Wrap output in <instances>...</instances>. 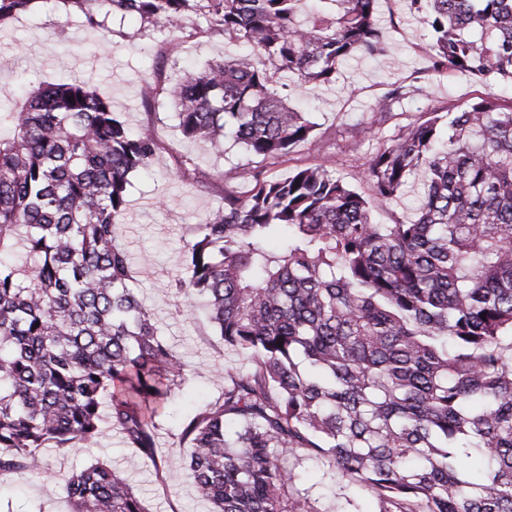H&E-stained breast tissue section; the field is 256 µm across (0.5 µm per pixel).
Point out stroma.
Instances as JSON below:
<instances>
[{
    "instance_id": "35a3bbf8",
    "label": "stroma",
    "mask_w": 512,
    "mask_h": 512,
    "mask_svg": "<svg viewBox=\"0 0 512 512\" xmlns=\"http://www.w3.org/2000/svg\"><path fill=\"white\" fill-rule=\"evenodd\" d=\"M379 28L392 48L386 62L353 60L339 69L331 85L289 90L290 104L301 106L316 123V138L271 165L270 175L284 177L297 166L323 163L362 189L366 186V158L420 113L488 92L512 95V87L506 84L487 85L450 74L435 79L427 96L397 107L394 118L385 125L374 126L375 104L385 85L410 79L427 65L423 31L409 14L407 0H381ZM145 29L134 15L114 24L104 38L81 18L60 12L41 11L21 18L0 31V59L10 60L16 71L12 78L0 76V106L8 112L18 109L31 82L88 78L127 124L150 126L161 142L149 170L131 179L129 205L117 243L129 254L138 295L151 310L160 333L194 371L188 385L175 392L158 419L156 451L167 462V474L159 476L150 462L127 448L121 435L105 424L93 444H80L68 451L42 449L38 471L1 473L0 506L9 512H69L61 490L64 478L98 461L125 471L149 512H209L183 465L187 449L179 441V429L185 417L222 395L224 369L245 371L249 365L225 350L202 308H185L171 282L183 265L190 225L199 215L217 208L221 202L218 183L238 184V173L250 158L230 143L217 151L182 138L175 127L169 91L187 71L240 53L241 47L225 40L221 31L198 32L189 24L177 34L183 48L174 63L162 65L156 57L157 46ZM155 80L161 81L166 92L148 113L141 106V89ZM364 126L371 128V135L355 136V129ZM185 156L193 158L205 173L206 183L178 176V163ZM285 465L294 475V493L306 498L312 512H334L341 477L327 474L316 460L290 456Z\"/></svg>"
}]
</instances>
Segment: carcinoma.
Here are the masks:
<instances>
[{"label": "carcinoma", "mask_w": 512, "mask_h": 512, "mask_svg": "<svg viewBox=\"0 0 512 512\" xmlns=\"http://www.w3.org/2000/svg\"><path fill=\"white\" fill-rule=\"evenodd\" d=\"M433 76L512 82V0H407ZM379 0H0V28L39 9L133 14L166 34L219 27L250 52L188 73L170 92L185 139L230 138L274 164L316 123L272 88L329 84L355 58H383ZM263 59L256 65L254 56ZM461 62H456V59ZM420 78L376 107L427 95ZM0 472L40 450L90 444L109 423L156 452L159 409L192 369L134 288L114 229L132 174L159 149L88 80L41 83L0 124ZM360 191L322 164L284 178L245 167L247 194L193 225L173 282L203 300L246 373L186 417V466L212 512H310L287 456L311 457L369 492L378 512H512V99L450 103L401 127L366 161ZM416 191V214L378 224L372 201ZM288 244L267 247L277 231ZM70 512H149L97 462L63 482Z\"/></svg>", "instance_id": "obj_1"}]
</instances>
